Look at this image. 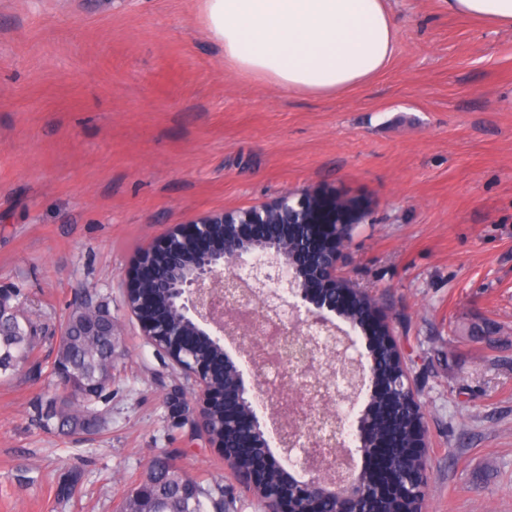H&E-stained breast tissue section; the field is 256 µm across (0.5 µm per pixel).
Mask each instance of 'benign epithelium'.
<instances>
[{
	"label": "benign epithelium",
	"instance_id": "benign-epithelium-1",
	"mask_svg": "<svg viewBox=\"0 0 512 512\" xmlns=\"http://www.w3.org/2000/svg\"><path fill=\"white\" fill-rule=\"evenodd\" d=\"M263 211L262 219L241 210L201 215L191 221L192 237L183 235V226L178 225L163 236L165 252L147 250L137 258L128 282L169 289L182 312L173 321L160 308L145 309L151 320L139 321L147 325L142 334L164 352L185 342L187 322L214 341L226 336H276L282 342L300 337L302 351L288 354V360L307 366L311 373L293 379L285 402L275 400L284 387L276 374L263 376L251 396L238 377L224 388V455L231 459L252 446V435L261 431L258 407L268 413L272 439L302 473L293 479L294 495L268 499L267 512H379L380 502L363 507L365 489L350 471L349 453L327 468L313 451L311 435L289 429L291 423L324 417L334 403L340 447L349 448L350 433L375 429L380 432L379 448L392 449V455L421 453L411 436L394 434L387 424L371 422L367 410H357L372 358L360 350L357 338L327 315L349 302L336 266V246L343 240V225L336 223V198L305 194L296 200L287 192ZM301 224L309 231L317 225V234H308L296 249L290 268L282 261L280 248ZM243 352L257 370L276 366L285 355L283 347L269 352L257 341L244 346ZM175 363L209 395L200 367L179 359ZM237 401L247 402V416L237 413Z\"/></svg>",
	"mask_w": 512,
	"mask_h": 512
}]
</instances>
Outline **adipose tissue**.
I'll return each mask as SVG.
<instances>
[{"mask_svg": "<svg viewBox=\"0 0 512 512\" xmlns=\"http://www.w3.org/2000/svg\"><path fill=\"white\" fill-rule=\"evenodd\" d=\"M209 37L237 73L288 94L334 96L388 67L398 31L387 0H202ZM449 11L512 27V0H448Z\"/></svg>", "mask_w": 512, "mask_h": 512, "instance_id": "1", "label": "adipose tissue"}]
</instances>
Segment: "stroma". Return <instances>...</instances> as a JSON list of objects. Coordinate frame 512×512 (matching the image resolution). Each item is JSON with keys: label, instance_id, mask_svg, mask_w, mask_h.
I'll list each match as a JSON object with an SVG mask.
<instances>
[{"label": "stroma", "instance_id": "35a3bbf8", "mask_svg": "<svg viewBox=\"0 0 512 512\" xmlns=\"http://www.w3.org/2000/svg\"><path fill=\"white\" fill-rule=\"evenodd\" d=\"M388 4V70L322 98L225 65L201 0H0V291L56 335L95 290L119 344L97 433L33 421L51 344L0 377V512H120L163 454L265 512L170 417L180 395L198 418L193 383L124 291L175 226L289 191L358 208L338 266L377 293L424 412L421 512H512V29L446 0Z\"/></svg>", "mask_w": 512, "mask_h": 512}]
</instances>
